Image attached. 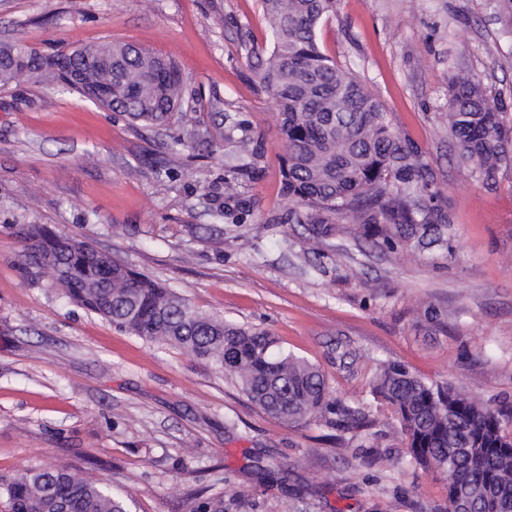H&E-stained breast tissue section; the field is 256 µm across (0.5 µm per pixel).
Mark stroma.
I'll return each mask as SVG.
<instances>
[{
	"instance_id": "1",
	"label": "stroma",
	"mask_w": 512,
	"mask_h": 512,
	"mask_svg": "<svg viewBox=\"0 0 512 512\" xmlns=\"http://www.w3.org/2000/svg\"><path fill=\"white\" fill-rule=\"evenodd\" d=\"M319 38L417 146L454 254L256 223L285 206L277 108L247 56L269 47L259 0H0V41L47 53L130 42L172 59L184 81L163 128L26 78L0 86V477L68 466L131 512H192L200 485L224 512H446L444 478L409 464L370 382L397 363L512 401V166L488 180L457 164L447 118L457 77L512 101V29L492 0H338ZM189 131L202 147L172 150ZM244 138L261 157L230 199L225 165ZM244 204L255 216L243 224ZM14 219L89 241L203 313L269 331L372 427L282 422L215 365L118 330L24 266ZM430 304L440 323L426 319ZM360 446L372 456H355ZM256 460L287 464V478L257 479Z\"/></svg>"
}]
</instances>
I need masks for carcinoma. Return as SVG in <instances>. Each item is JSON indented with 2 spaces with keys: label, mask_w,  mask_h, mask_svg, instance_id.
Here are the masks:
<instances>
[{
  "label": "carcinoma",
  "mask_w": 512,
  "mask_h": 512,
  "mask_svg": "<svg viewBox=\"0 0 512 512\" xmlns=\"http://www.w3.org/2000/svg\"><path fill=\"white\" fill-rule=\"evenodd\" d=\"M269 52L254 53L256 90L278 109L285 153L282 213L261 224H305L320 237L350 231L383 250L437 246L453 251L450 217L435 198L431 173L418 150L393 129L383 103L320 46L318 31L336 0H261ZM28 43L0 42V82L14 79L20 65L37 83L64 85L81 99L122 112L145 127L170 123L184 95L173 61L129 42L89 43L82 55L112 58V101L97 102L92 84L66 80L59 50L26 52ZM512 106L488 97L482 83L460 78L448 87V128L457 159L476 165L487 178L512 165ZM260 147L242 140L224 179L229 195L239 177L254 168ZM22 257L67 296L115 327L151 344L179 347L234 376L258 408L287 423L323 418L347 430L368 424L361 408L329 399L324 375L304 358L273 352L270 333L206 315L171 289L133 271L89 243L42 224L15 228ZM373 399L392 409L409 461L439 474L447 486L489 491L499 512H512V404L481 402L458 387L425 380L398 364L381 369ZM9 512H128L120 496L68 468L25 469L0 478Z\"/></svg>",
  "instance_id": "obj_1"
}]
</instances>
